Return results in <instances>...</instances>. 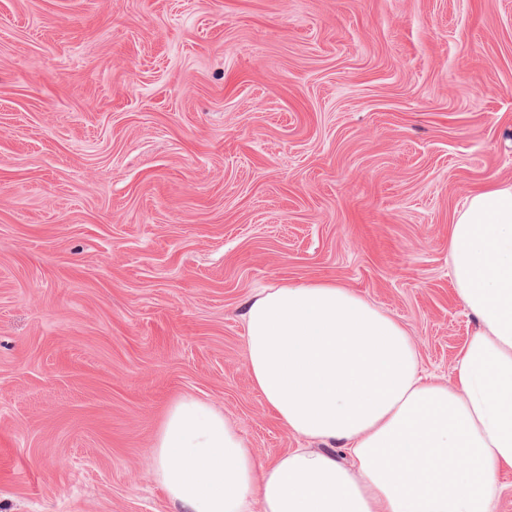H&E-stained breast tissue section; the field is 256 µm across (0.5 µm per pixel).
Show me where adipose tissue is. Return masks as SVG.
I'll return each instance as SVG.
<instances>
[{
  "label": "adipose tissue",
  "instance_id": "ef3b65f1",
  "mask_svg": "<svg viewBox=\"0 0 512 512\" xmlns=\"http://www.w3.org/2000/svg\"><path fill=\"white\" fill-rule=\"evenodd\" d=\"M448 264L479 324L449 385L422 377L404 328L348 288L255 294L245 312L253 384L314 445L263 462L223 412L177 400L150 450L177 512H495L498 474L512 469V183L468 197Z\"/></svg>",
  "mask_w": 512,
  "mask_h": 512
}]
</instances>
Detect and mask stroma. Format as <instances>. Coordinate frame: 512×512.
<instances>
[{
	"label": "stroma",
	"mask_w": 512,
	"mask_h": 512,
	"mask_svg": "<svg viewBox=\"0 0 512 512\" xmlns=\"http://www.w3.org/2000/svg\"><path fill=\"white\" fill-rule=\"evenodd\" d=\"M512 183V0H0V512H175L168 406L311 442L246 303L336 283L453 382L471 193Z\"/></svg>",
	"instance_id": "stroma-1"
}]
</instances>
